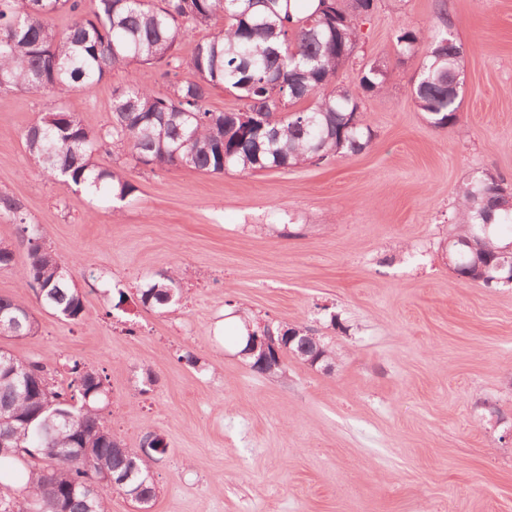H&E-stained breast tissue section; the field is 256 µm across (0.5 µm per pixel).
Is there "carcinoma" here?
Instances as JSON below:
<instances>
[{"mask_svg":"<svg viewBox=\"0 0 512 512\" xmlns=\"http://www.w3.org/2000/svg\"><path fill=\"white\" fill-rule=\"evenodd\" d=\"M299 16L292 0H95L87 17L82 0H0V90L59 98L74 88L91 90L114 70L149 64L167 79L180 70L193 74L162 94L133 77L113 90L112 121L94 132L73 112L58 109L30 125L24 140L30 157L61 184L82 186L110 200L133 190L115 168L95 156L122 147L151 169L188 167L222 173L228 168L266 171L329 161L362 152L372 134L361 117L360 93L383 92L389 72L379 61L363 62L357 88L336 85L338 71L354 63L361 26L371 0H315ZM67 11L63 31L50 22ZM222 23L199 40L189 56L179 52L184 29ZM398 56L420 57L412 94L429 123L438 129L458 124L464 54L446 29L402 25L395 36ZM224 87L243 106L232 112L206 107L211 89ZM10 213L27 246V262L17 275L30 288L41 284L39 303L70 321L85 318L83 296L72 285L71 268L45 246L40 227L27 222L21 204L0 193V211ZM489 228H484V225ZM512 231V190L491 172L461 188L456 232L448 238L454 272L463 282L497 288L498 250ZM174 276L162 274L141 292L143 304L169 309L177 303ZM0 296V336L36 334L33 313ZM296 334L290 354L306 363H324L332 351L309 330ZM66 393L47 366L14 357L0 367V428L12 433L0 452V468L25 461L29 490L0 494V512H104L111 493L141 488L138 501L148 512L156 497L154 456L125 447L107 427L100 404L107 390L87 383L92 371L78 361L69 369ZM51 418L49 436L39 422Z\"/></svg>","mask_w":512,"mask_h":512,"instance_id":"carcinoma-1","label":"carcinoma"}]
</instances>
